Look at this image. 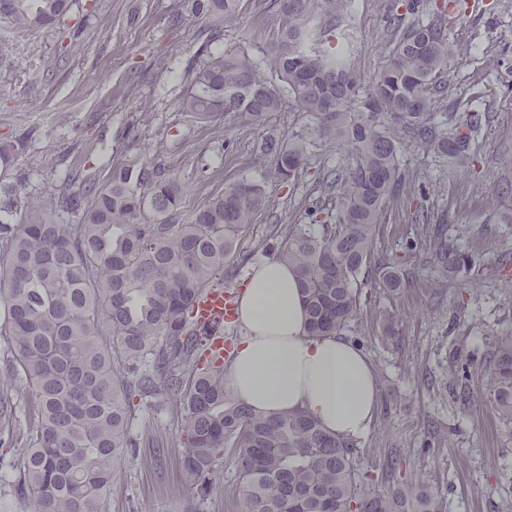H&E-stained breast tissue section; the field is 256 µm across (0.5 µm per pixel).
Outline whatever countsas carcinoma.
Segmentation results:
<instances>
[{
  "instance_id": "obj_1",
  "label": "carcinoma",
  "mask_w": 512,
  "mask_h": 512,
  "mask_svg": "<svg viewBox=\"0 0 512 512\" xmlns=\"http://www.w3.org/2000/svg\"><path fill=\"white\" fill-rule=\"evenodd\" d=\"M72 0H0V19L19 30L65 25ZM240 0H183L187 15L209 26L178 110L200 123L231 113L245 125L282 110L285 100L313 121V133L341 139L350 161L330 171L321 193L335 201L336 221L315 232L297 228L274 247L299 274L313 336L343 334L362 304L363 289L398 288L403 273L359 281L371 262L375 230L390 203L402 200L409 173L395 136L456 169L474 166L473 129L482 115L450 124L433 112L448 103L454 58L448 23L466 14L464 0H390L384 5L388 59L366 98L351 68L354 44L340 38L326 54L314 42L345 22L352 0H263L279 18L266 54L219 49ZM18 140L0 141V336L12 376L33 389L34 422L26 448L11 464L0 493L25 512H106L114 466L137 447L132 398L165 393L177 402L185 470L206 489L229 453L245 512H442L425 485L396 477L403 459L386 448L374 469L361 470L357 443L324 432L302 412L275 418L232 401L224 361L204 358L221 328L191 318L194 304L224 285V261L254 216L271 208L263 185L236 182L202 206L181 211L185 187L156 163L76 172L47 206L9 182ZM258 151L274 159L279 178L294 180L309 161V140L270 136ZM74 221L59 219V213ZM448 216L423 209L408 255L448 271L458 294L483 275H505L512 252L484 259L447 235ZM487 390L512 424V334L497 339ZM13 424L12 387L0 382V435Z\"/></svg>"
}]
</instances>
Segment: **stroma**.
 <instances>
[{"label": "stroma", "mask_w": 512, "mask_h": 512, "mask_svg": "<svg viewBox=\"0 0 512 512\" xmlns=\"http://www.w3.org/2000/svg\"><path fill=\"white\" fill-rule=\"evenodd\" d=\"M176 2L74 0L67 21L84 32L57 73L52 67L64 43L61 29L20 31L0 19V44L11 48L0 58V139L25 138L11 171L27 178L34 196H48L75 169L106 172L143 162L180 178L188 209L225 184L263 183L274 209L256 216L224 263V287L235 291L251 263L270 257L285 228L308 226L324 171L346 164L348 148L313 139L309 166L288 184L255 147L269 135L309 134L310 122L295 104L249 126L228 114L203 126L179 112L176 99L189 82L187 63L197 55L200 23L172 26ZM349 26L357 45L352 64L375 77L388 55L380 0H355ZM273 27V20H260L256 0H242L224 26L223 45L263 57ZM448 38L463 50L448 73L449 99L464 101L481 89V107L493 115L474 134L481 161L475 172L452 179L442 163L401 144L400 161L418 179L405 190L408 205L388 207L376 239L379 255L406 256L418 204L447 210L452 233L474 253L491 257L512 249V168L501 162L512 154V0L467 11L449 27ZM161 59L168 73L159 79L153 66ZM134 125L135 141L126 135ZM387 312L400 318L390 335L379 323ZM351 328L366 337L363 351L379 377L377 419L358 448L361 468L373 465L374 449L391 445L405 451L402 476L431 486L445 512H512V428L500 421L481 379L471 384L470 404L448 397L452 364L485 360L495 336L512 329V289L490 279L460 297L446 275L427 267L400 288L372 289ZM13 397L14 425L9 439L0 440V462L15 459L27 445L32 390L17 381ZM179 429L166 395L140 408V444L116 468L108 512H183L192 499L199 500V512H245L231 458H223L206 495L198 494L182 467Z\"/></svg>", "instance_id": "stroma-1"}]
</instances>
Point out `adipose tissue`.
Wrapping results in <instances>:
<instances>
[{"label": "adipose tissue", "instance_id": "adipose-tissue-1", "mask_svg": "<svg viewBox=\"0 0 512 512\" xmlns=\"http://www.w3.org/2000/svg\"><path fill=\"white\" fill-rule=\"evenodd\" d=\"M241 334L225 378L229 396L256 412H306L330 434L354 441L372 431L378 378L345 336L307 332L297 273L269 258L253 265L238 294Z\"/></svg>", "mask_w": 512, "mask_h": 512}]
</instances>
